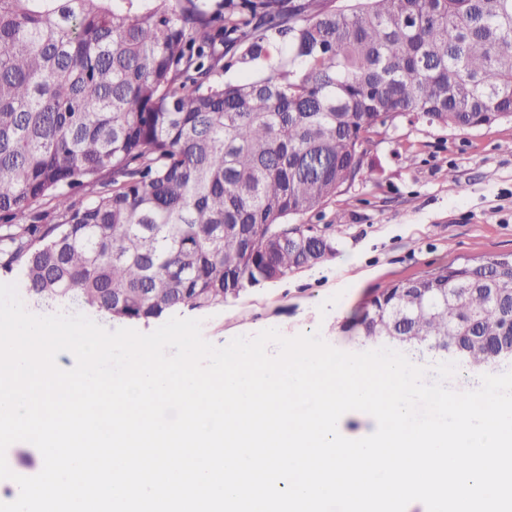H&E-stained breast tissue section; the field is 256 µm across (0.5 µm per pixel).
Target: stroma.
Returning <instances> with one entry per match:
<instances>
[{"instance_id":"obj_1","label":"stroma","mask_w":512,"mask_h":512,"mask_svg":"<svg viewBox=\"0 0 512 512\" xmlns=\"http://www.w3.org/2000/svg\"><path fill=\"white\" fill-rule=\"evenodd\" d=\"M365 165L369 176L304 218L333 229L334 256L181 317L201 319L203 338L217 346L275 328L362 352L374 344L352 320L379 288L512 253V122L467 132L401 122L373 137Z\"/></svg>"}]
</instances>
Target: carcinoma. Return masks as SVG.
I'll list each match as a JSON object with an SVG mask.
<instances>
[{"mask_svg": "<svg viewBox=\"0 0 512 512\" xmlns=\"http://www.w3.org/2000/svg\"><path fill=\"white\" fill-rule=\"evenodd\" d=\"M274 43L265 75L221 78ZM403 120L512 121V0H0V277L126 323L220 307L335 253L294 220ZM485 288L512 290V255L390 283L358 325L494 336L512 302Z\"/></svg>", "mask_w": 512, "mask_h": 512, "instance_id": "carcinoma-1", "label": "carcinoma"}]
</instances>
